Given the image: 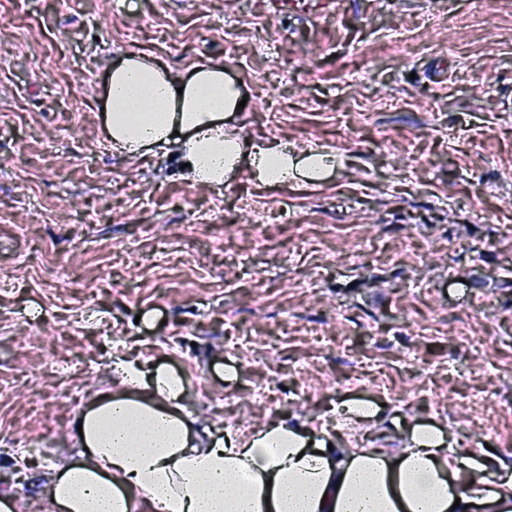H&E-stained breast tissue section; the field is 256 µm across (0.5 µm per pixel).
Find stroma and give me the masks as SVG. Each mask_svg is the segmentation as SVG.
<instances>
[{
	"label": "stroma",
	"instance_id": "stroma-1",
	"mask_svg": "<svg viewBox=\"0 0 512 512\" xmlns=\"http://www.w3.org/2000/svg\"><path fill=\"white\" fill-rule=\"evenodd\" d=\"M126 51L224 64L243 137L340 165L213 191L113 154L103 85ZM123 355L177 370L187 411L239 435L286 418L397 448L431 423L512 467V0H344L317 21L0 0V501L54 512L44 475ZM353 401L374 417L338 418Z\"/></svg>",
	"mask_w": 512,
	"mask_h": 512
}]
</instances>
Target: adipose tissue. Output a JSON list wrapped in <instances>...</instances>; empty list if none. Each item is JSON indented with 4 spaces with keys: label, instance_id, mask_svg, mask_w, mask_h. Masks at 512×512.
Masks as SVG:
<instances>
[{
    "label": "adipose tissue",
    "instance_id": "1",
    "mask_svg": "<svg viewBox=\"0 0 512 512\" xmlns=\"http://www.w3.org/2000/svg\"><path fill=\"white\" fill-rule=\"evenodd\" d=\"M242 98L222 65L176 71L127 51L105 79L106 141L128 159L164 152L211 190L244 164L263 186L326 181L335 154L230 128ZM185 393L170 368L116 358L111 387L74 416L78 456L43 487L55 512H512L501 461L456 452L434 427L409 428L394 450L285 420L244 438L199 423Z\"/></svg>",
    "mask_w": 512,
    "mask_h": 512
}]
</instances>
